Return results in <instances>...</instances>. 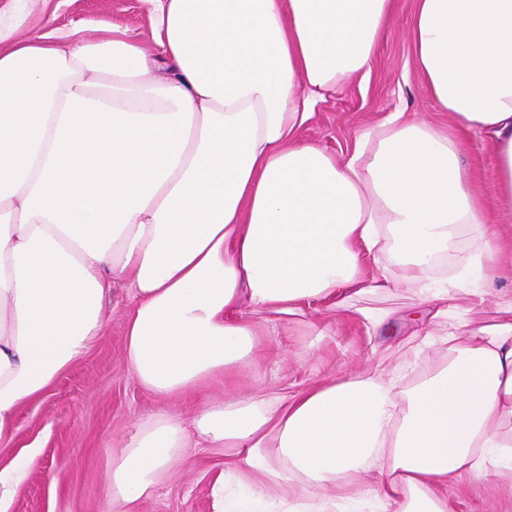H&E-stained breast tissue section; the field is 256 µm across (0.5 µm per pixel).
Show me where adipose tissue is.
<instances>
[{
  "label": "adipose tissue",
  "mask_w": 512,
  "mask_h": 512,
  "mask_svg": "<svg viewBox=\"0 0 512 512\" xmlns=\"http://www.w3.org/2000/svg\"><path fill=\"white\" fill-rule=\"evenodd\" d=\"M156 57L127 31L97 42L40 35L0 52V444L104 332L103 301L127 288L126 363L162 396L253 358L267 314L363 284L362 254L388 224L414 280L459 225L496 227L459 162L479 134L512 217V0H417L411 38L446 134L391 113L344 161L300 129L318 102L369 71L395 0H147ZM499 322L424 336L446 364L414 387L384 366L293 394L210 402L200 442L229 448L238 479H303L304 512L361 498L376 465L384 512H455L469 479L512 468V289ZM157 418L112 455V512H140L184 446ZM266 448L286 470L261 468Z\"/></svg>",
  "instance_id": "adipose-tissue-1"
}]
</instances>
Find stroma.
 I'll use <instances>...</instances> for the list:
<instances>
[{
    "label": "stroma",
    "instance_id": "obj_1",
    "mask_svg": "<svg viewBox=\"0 0 512 512\" xmlns=\"http://www.w3.org/2000/svg\"><path fill=\"white\" fill-rule=\"evenodd\" d=\"M416 4L397 0L370 71L327 95L302 128V139L343 160L362 131L379 128L396 110L438 129L454 126L415 67L410 30ZM0 12L20 18L13 35L17 41L60 32L94 42L105 28L118 24L147 53L155 51L144 0H0ZM459 158L478 206L491 210L498 194L492 147L481 136L470 135L461 141ZM481 245V239L459 230L446 253V266L429 270L431 287L448 280L459 284L447 315L436 317L422 305L418 286L406 280L408 258L396 249L391 233H383L378 249L365 257L364 269L370 277L387 273L391 287L353 296L344 306L319 300L294 318L271 317L259 338L257 364L233 367L229 376H214L194 391L171 397L144 390L128 370L125 317L134 298L129 289L118 290L103 309V336L38 400L21 409L14 440L0 446V468L23 449L38 451L11 512H111L106 476L112 452L158 416L188 428L192 407L272 391H302L327 376H363L381 362L401 386H414L428 367L442 363L443 354L435 352L428 364H421L404 347L405 339L419 332L444 335L449 323L460 319L481 325L499 318L491 297L480 311H473V291L512 289V223L501 227L487 282L467 272L470 256ZM188 440L184 462L161 480L141 512H216L213 489L225 478L224 451L196 447L193 434ZM457 512H512V470L468 482Z\"/></svg>",
    "mask_w": 512,
    "mask_h": 512
}]
</instances>
